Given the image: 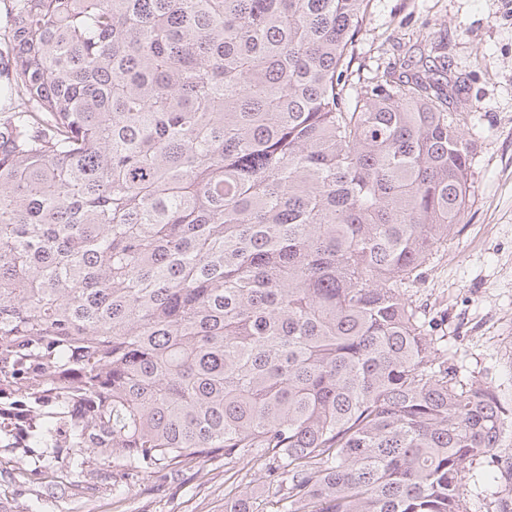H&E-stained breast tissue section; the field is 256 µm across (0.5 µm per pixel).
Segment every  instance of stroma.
<instances>
[{
	"label": "stroma",
	"mask_w": 512,
	"mask_h": 512,
	"mask_svg": "<svg viewBox=\"0 0 512 512\" xmlns=\"http://www.w3.org/2000/svg\"><path fill=\"white\" fill-rule=\"evenodd\" d=\"M405 55L447 56L462 86L449 110L471 156L463 220L406 293L459 376L489 386L512 417V0H370L352 71L366 82ZM60 467L53 448L0 449V512H224L225 494L261 493L266 480L262 463L220 454L131 484L119 466L64 481ZM470 471L471 512H512V475Z\"/></svg>",
	"instance_id": "35a3bbf8"
}]
</instances>
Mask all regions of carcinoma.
<instances>
[{
    "instance_id": "carcinoma-1",
    "label": "carcinoma",
    "mask_w": 512,
    "mask_h": 512,
    "mask_svg": "<svg viewBox=\"0 0 512 512\" xmlns=\"http://www.w3.org/2000/svg\"><path fill=\"white\" fill-rule=\"evenodd\" d=\"M369 2L15 0L0 395L66 474L222 453L272 463L224 512H469L506 414L404 288L466 208L461 87L350 92Z\"/></svg>"
}]
</instances>
